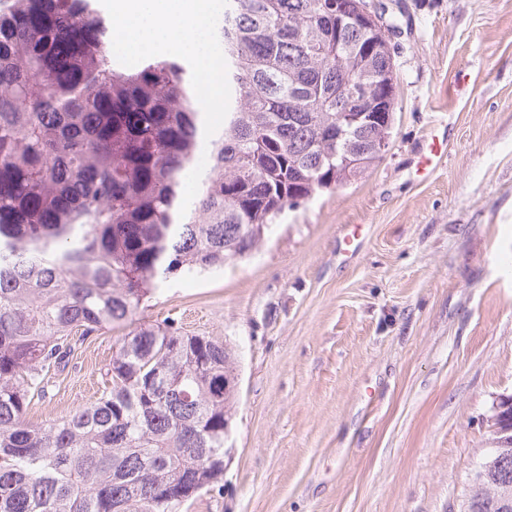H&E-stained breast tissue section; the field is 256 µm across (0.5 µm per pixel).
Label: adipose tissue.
Here are the masks:
<instances>
[{
  "instance_id": "ef3b65f1",
  "label": "adipose tissue",
  "mask_w": 512,
  "mask_h": 512,
  "mask_svg": "<svg viewBox=\"0 0 512 512\" xmlns=\"http://www.w3.org/2000/svg\"><path fill=\"white\" fill-rule=\"evenodd\" d=\"M219 0H112L118 45L132 55L171 50L193 57L202 73L209 113L221 112L224 83L214 68L209 41Z\"/></svg>"
}]
</instances>
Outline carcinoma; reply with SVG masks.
<instances>
[{"label": "carcinoma", "instance_id": "carcinoma-1", "mask_svg": "<svg viewBox=\"0 0 512 512\" xmlns=\"http://www.w3.org/2000/svg\"><path fill=\"white\" fill-rule=\"evenodd\" d=\"M364 3L224 0L210 132L192 63H121L96 0H0V512H180L222 480L224 344L135 317L380 159L397 84ZM131 325L94 405L26 420L73 332Z\"/></svg>", "mask_w": 512, "mask_h": 512}]
</instances>
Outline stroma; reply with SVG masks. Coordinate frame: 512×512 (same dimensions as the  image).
I'll list each match as a JSON object with an SVG mask.
<instances>
[{
  "instance_id": "stroma-1",
  "label": "stroma",
  "mask_w": 512,
  "mask_h": 512,
  "mask_svg": "<svg viewBox=\"0 0 512 512\" xmlns=\"http://www.w3.org/2000/svg\"><path fill=\"white\" fill-rule=\"evenodd\" d=\"M385 2V156L139 313L228 344L238 373L224 477L181 512H462L512 394V0ZM433 146L444 155L418 176ZM355 224L361 246L341 254ZM121 335L77 340L28 420L100 397Z\"/></svg>"
}]
</instances>
